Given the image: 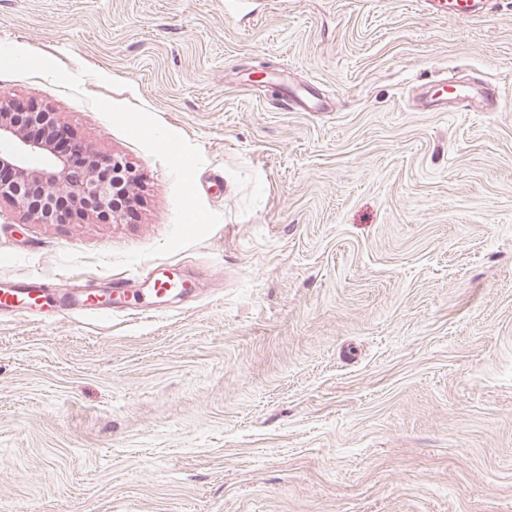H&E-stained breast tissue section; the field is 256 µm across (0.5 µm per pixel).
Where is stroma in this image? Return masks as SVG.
Masks as SVG:
<instances>
[{
    "instance_id": "1",
    "label": "stroma",
    "mask_w": 512,
    "mask_h": 512,
    "mask_svg": "<svg viewBox=\"0 0 512 512\" xmlns=\"http://www.w3.org/2000/svg\"><path fill=\"white\" fill-rule=\"evenodd\" d=\"M474 78L495 111L422 107ZM0 90L141 195L0 210V278L197 288L0 316V512H512V0H0ZM490 0H421L423 9L433 16H475L486 10ZM143 292L152 300L147 309L139 312L129 313L126 317L138 320L145 319L163 311L165 298L173 292H192L196 286L193 281L183 278L180 274L171 271L161 265L156 266L152 271L146 273L140 282ZM103 295H99L97 290L87 288L82 293L81 300V311L86 312L88 314H101V313H114L117 308H120L121 297L120 295L114 298L112 297V309H105L100 306V298Z\"/></svg>"
}]
</instances>
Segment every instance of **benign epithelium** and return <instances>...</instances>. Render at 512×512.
<instances>
[{"instance_id":"obj_1","label":"benign epithelium","mask_w":512,"mask_h":512,"mask_svg":"<svg viewBox=\"0 0 512 512\" xmlns=\"http://www.w3.org/2000/svg\"><path fill=\"white\" fill-rule=\"evenodd\" d=\"M67 137L66 128L48 109L27 106L0 94V202L21 217L41 224H66L72 212L56 211L52 201L68 196L73 212H102L120 224L137 201L139 175L119 154H100L84 143L69 157L53 142Z\"/></svg>"}]
</instances>
